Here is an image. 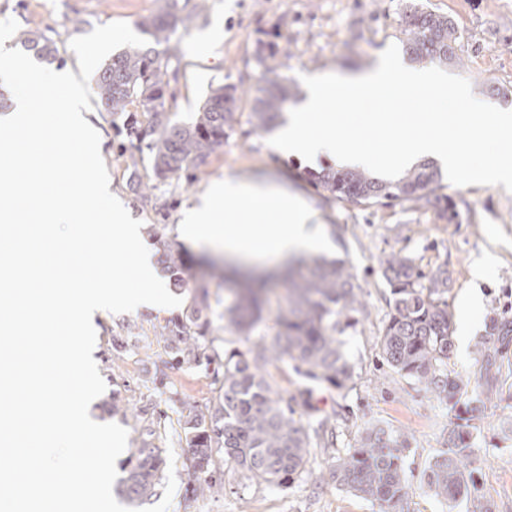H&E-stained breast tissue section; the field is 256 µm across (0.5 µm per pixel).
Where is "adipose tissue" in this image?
I'll return each instance as SVG.
<instances>
[{
  "instance_id": "1",
  "label": "adipose tissue",
  "mask_w": 512,
  "mask_h": 512,
  "mask_svg": "<svg viewBox=\"0 0 512 512\" xmlns=\"http://www.w3.org/2000/svg\"><path fill=\"white\" fill-rule=\"evenodd\" d=\"M391 86L396 93L389 108L396 121L381 146L344 136L337 92H346L344 104L351 109ZM449 94L469 106L473 122L449 127L447 114L436 108ZM418 95L429 106L425 120L401 123L409 101ZM493 136L512 139V107L477 101L469 84L449 83L447 71L411 65L398 50L387 49L367 72L309 78L304 100L286 112L272 146L285 158L369 170L383 179L432 160L452 180L507 188L512 186V155L485 156ZM180 225L188 242L218 245L228 258L245 264L317 256L329 249L318 212L301 195L245 177L225 179L200 195Z\"/></svg>"
}]
</instances>
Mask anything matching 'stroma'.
I'll return each instance as SVG.
<instances>
[{"instance_id":"obj_1","label":"stroma","mask_w":512,"mask_h":512,"mask_svg":"<svg viewBox=\"0 0 512 512\" xmlns=\"http://www.w3.org/2000/svg\"><path fill=\"white\" fill-rule=\"evenodd\" d=\"M425 6L454 20L460 33L457 59L447 71L455 80L470 82L479 98H489L490 87L507 91L512 105V0H423ZM163 0H0V20L15 19L20 31H39L56 42L61 60L50 62L55 71H78L71 39L96 26L124 21L137 26L157 12ZM185 11L194 15L187 30L169 44L170 90L173 109L181 116L199 111L212 86L233 84L241 95V112H249L261 85L253 58L257 39L280 33L282 71L294 85L329 71L353 73L368 68L385 47L402 48L406 39L400 0H188ZM88 116L98 128L101 155L113 194L142 224L165 225L170 242L181 243L179 222L198 196L228 175H246L275 182L300 193L320 211L325 225L343 228L334 256L345 257L358 284L364 306L349 351L356 363L353 384L339 393L325 385L307 384L290 361H274L266 374L282 398L308 385L311 407L329 415L336 428V445L311 448L304 470L281 489L269 488L233 464L224 466L222 496L186 500L184 468L188 448L183 423L191 412L209 407L219 387L210 366H163L165 344L160 325L173 309L109 313L98 319L94 357L107 386L91 413L102 422L121 424L129 432L128 445L141 442L143 429L154 428V445L172 450L176 489L169 512H378L376 505L338 487L331 476L337 449L353 445L364 428L373 424L403 430L411 438L406 467L421 472L446 447L453 411L409 379L393 372L380 358L377 341L391 311L392 296L382 276V263L393 253L415 258L423 272L448 271V309L457 312L461 294L478 286L483 299V321L474 324L468 349L452 350L450 371L475 376L471 349L485 334V318L512 319V188L463 185L441 179L459 213L457 223L441 220L431 206L406 202L391 206L355 207L333 200L327 192L302 180L304 165L281 158L269 146V133L240 120L210 165L191 182L169 186L167 209L157 213L127 189L122 170L112 154L115 131L108 106L99 95L90 98ZM195 258L216 266L209 281L212 320L210 339L217 348L250 353L274 334V317L284 303L285 283L275 278L279 262L254 265L257 273H272L265 303V320L250 333L225 327L220 318L234 298L226 281L222 253L209 247L193 249ZM484 264L481 281H473L475 265ZM119 396L122 411L111 416L105 401ZM159 405L170 418L156 428L146 410ZM512 417V400L489 405L479 423L483 462L474 475L476 494L493 512H512V432L500 422Z\"/></svg>"}]
</instances>
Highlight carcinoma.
<instances>
[{"label":"carcinoma","instance_id":"1","mask_svg":"<svg viewBox=\"0 0 512 512\" xmlns=\"http://www.w3.org/2000/svg\"><path fill=\"white\" fill-rule=\"evenodd\" d=\"M405 52L416 61H455L458 29L446 15L429 11L417 0H403ZM191 14H183L178 0L143 18L147 35L143 47H129L112 55L98 71V95L112 108V127L120 137L116 160L129 172L127 186L136 192L142 178L170 184L195 177L212 155L227 143L238 123L241 97L237 86L222 84L210 89L199 111L186 119L170 110L168 65L158 46L187 28ZM21 47L38 58L61 60L56 43L43 34L27 31ZM255 62L263 86L250 106L249 122L257 130L277 125L285 103L293 95L290 80L281 73L278 48L273 42L256 41ZM309 182L330 197L356 206L386 202H424L439 209L448 222L456 220L455 204L437 194L438 174L423 163L404 178L381 182L363 170H332L308 174ZM165 226L148 228L159 250V260L179 290L188 288L182 247L166 240ZM306 272L288 276L286 306L275 318L276 332L255 355L236 350L219 352L205 344L211 327L209 291L199 286L184 310L165 321L161 336L168 360L164 364L211 365L224 369L216 401L207 411L194 413L184 427L190 448L185 492L194 498L202 487L224 491L223 459L270 486L290 483L304 469L315 437L324 446L335 445L330 417L312 406V390L302 387L282 399L267 379L261 361L270 352L278 360L288 358L305 378L346 391L354 377V363L347 333L363 310L357 286L341 260H301ZM393 307L379 340L384 362L395 372L413 379L439 400L458 407L456 425L448 432V449L436 455L422 471L420 488L449 503L466 498L472 512H492L471 488L478 457L473 431L483 419L486 403L496 394L493 385L500 374L499 354L512 344V321L491 316L485 336L475 344L479 376L471 379L448 370L453 346L454 322L448 310V270L426 274L407 255L393 254L382 265ZM264 286L253 283L224 306V323L242 332L263 318ZM312 410L307 422L295 417L294 406ZM411 444L403 432L388 426L364 429L356 443L336 457L333 478L354 495L379 506L380 512H408L414 474L405 458ZM166 465L164 449L142 439L128 459V474L118 492L142 506L158 496Z\"/></svg>","mask_w":512,"mask_h":512}]
</instances>
